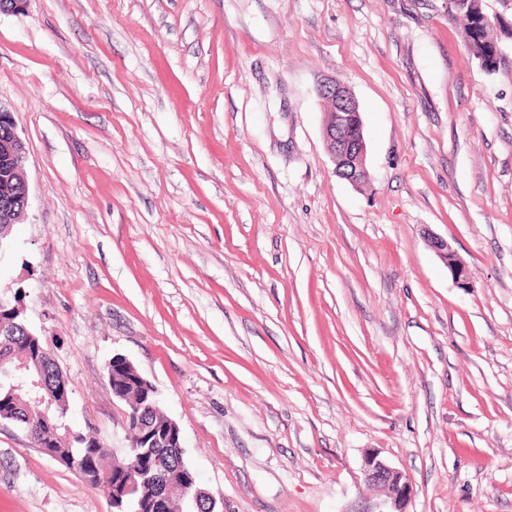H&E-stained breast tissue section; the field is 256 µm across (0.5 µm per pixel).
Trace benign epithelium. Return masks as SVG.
Returning a JSON list of instances; mask_svg holds the SVG:
<instances>
[{
    "label": "benign epithelium",
    "instance_id": "obj_1",
    "mask_svg": "<svg viewBox=\"0 0 512 512\" xmlns=\"http://www.w3.org/2000/svg\"><path fill=\"white\" fill-rule=\"evenodd\" d=\"M318 94L330 104L324 117V138L326 149L335 165L336 175L359 186L370 180L366 165V143L359 104L346 85L327 79L318 87ZM0 125L8 132L0 137V248L6 243L11 228L24 220L29 207V183L25 169L26 147L17 131L13 115L0 108ZM430 248L447 265L455 279L467 286L471 274L448 240L432 236L428 239ZM43 387L42 361L36 359L28 380L15 386L20 393L30 394L35 388ZM169 442L176 448H183L180 429L173 421L163 428L153 430L151 442ZM365 480L384 492L392 500L396 512H403L402 505L411 494L409 477L402 471L388 465L375 453L364 459ZM99 488L112 502L115 512H128L130 494L143 481L154 484L157 497L153 506L160 512H167L173 503V486L167 479L166 468L156 459L145 473L130 477L111 478L110 469L99 470Z\"/></svg>",
    "mask_w": 512,
    "mask_h": 512
}]
</instances>
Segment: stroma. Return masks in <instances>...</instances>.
I'll list each match as a JSON object with an SVG mask.
<instances>
[{"mask_svg": "<svg viewBox=\"0 0 512 512\" xmlns=\"http://www.w3.org/2000/svg\"><path fill=\"white\" fill-rule=\"evenodd\" d=\"M485 72L447 0H30L0 14L29 208L0 294L124 457V355L221 512H512V13ZM327 78L369 183L337 177ZM448 240L461 286L426 244ZM0 512H113L0 422ZM318 94L330 104L324 117V138L336 175L356 186L368 183L363 121L356 98L336 79L323 81ZM363 473L369 484L384 492L392 500L397 510L391 512H405L401 506L412 490L410 479L405 473L391 467L375 453L365 457Z\"/></svg>", "mask_w": 512, "mask_h": 512, "instance_id": "1", "label": "stroma"}]
</instances>
